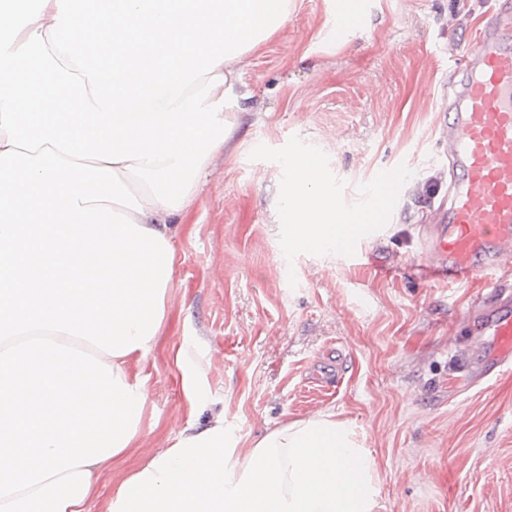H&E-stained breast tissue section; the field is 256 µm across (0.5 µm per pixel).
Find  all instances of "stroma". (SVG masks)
<instances>
[{"mask_svg":"<svg viewBox=\"0 0 512 512\" xmlns=\"http://www.w3.org/2000/svg\"><path fill=\"white\" fill-rule=\"evenodd\" d=\"M345 0H291L287 20L243 62L224 99L233 139L174 225L178 261L152 350L128 366L148 393L134 448L102 476L90 512L187 422L223 413L239 447L282 424L333 410L353 422L378 473L377 512H512V373L472 388L481 358L464 332L495 286L482 276L424 278L426 209L448 178L440 128L448 62L475 35L488 0H362L336 35ZM297 136L329 158L347 203L383 168L412 172L358 260L280 247L282 168L250 159ZM341 353L329 393L311 373Z\"/></svg>","mask_w":512,"mask_h":512,"instance_id":"obj_1","label":"stroma"}]
</instances>
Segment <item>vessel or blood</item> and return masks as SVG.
<instances>
[{
	"instance_id": "1",
	"label": "vessel or blood",
	"mask_w": 512,
	"mask_h": 512,
	"mask_svg": "<svg viewBox=\"0 0 512 512\" xmlns=\"http://www.w3.org/2000/svg\"><path fill=\"white\" fill-rule=\"evenodd\" d=\"M447 112L448 192L424 241L430 271L494 277L512 263V0H496L458 57ZM470 334L487 350L472 382L512 369V290H495Z\"/></svg>"
}]
</instances>
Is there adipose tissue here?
I'll use <instances>...</instances> for the list:
<instances>
[{
    "label": "adipose tissue",
    "mask_w": 512,
    "mask_h": 512,
    "mask_svg": "<svg viewBox=\"0 0 512 512\" xmlns=\"http://www.w3.org/2000/svg\"><path fill=\"white\" fill-rule=\"evenodd\" d=\"M0 0V512H89L135 443L145 357L176 265L171 224L234 135L224 95L288 0ZM375 461L335 411L247 448L187 426L107 512H376Z\"/></svg>",
    "instance_id": "adipose-tissue-1"
}]
</instances>
